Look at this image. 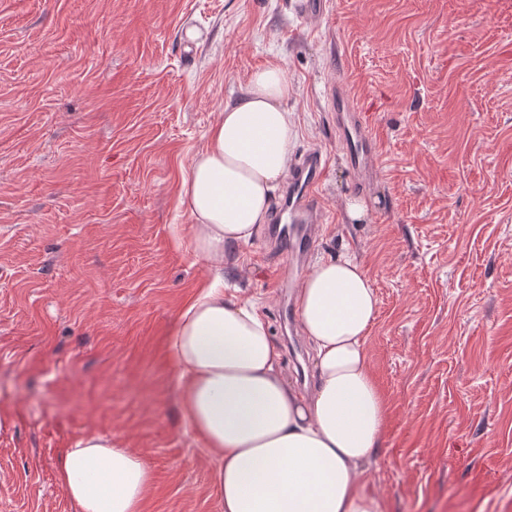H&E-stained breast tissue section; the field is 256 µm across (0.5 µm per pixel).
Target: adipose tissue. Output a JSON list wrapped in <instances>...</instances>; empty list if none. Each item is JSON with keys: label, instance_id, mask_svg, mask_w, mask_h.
<instances>
[{"label": "adipose tissue", "instance_id": "1", "mask_svg": "<svg viewBox=\"0 0 512 512\" xmlns=\"http://www.w3.org/2000/svg\"><path fill=\"white\" fill-rule=\"evenodd\" d=\"M289 94L280 67L251 73L182 180L190 246L215 266L258 233L288 173ZM377 307L354 259L313 267L297 300L314 349L316 382L305 395L286 381L264 317L250 300L225 294L221 274L187 300L168 356L185 424L216 462L223 512H385L364 470L387 417L366 346ZM55 470L75 512H142L152 485L143 458L98 435L63 449Z\"/></svg>", "mask_w": 512, "mask_h": 512}]
</instances>
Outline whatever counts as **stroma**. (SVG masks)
I'll list each match as a JSON object with an SVG mask.
<instances>
[{
	"instance_id": "35a3bbf8",
	"label": "stroma",
	"mask_w": 512,
	"mask_h": 512,
	"mask_svg": "<svg viewBox=\"0 0 512 512\" xmlns=\"http://www.w3.org/2000/svg\"><path fill=\"white\" fill-rule=\"evenodd\" d=\"M325 2L304 19L291 0H0V512H74L55 464L87 435L145 460L143 512H222L167 355L213 267L175 229L194 154L271 62L293 156L327 158L306 263L355 258L378 301L375 494L386 512H512V0ZM335 80L381 145L367 190L327 109ZM234 257L225 284L310 392L287 256L260 234Z\"/></svg>"
}]
</instances>
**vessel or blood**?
I'll return each mask as SVG.
<instances>
[{
	"instance_id": "vessel-or-blood-1",
	"label": "vessel or blood",
	"mask_w": 512,
	"mask_h": 512,
	"mask_svg": "<svg viewBox=\"0 0 512 512\" xmlns=\"http://www.w3.org/2000/svg\"><path fill=\"white\" fill-rule=\"evenodd\" d=\"M329 109L336 113H350L349 123L343 125L339 141L353 170L363 171L375 167L379 143L370 127L355 112L356 106L347 85L334 83L328 95ZM321 152L311 151L291 163L288 180L276 211V222H289L288 232L279 233L289 255L304 256L310 251L318 226L324 223V213L319 203L318 187L325 168Z\"/></svg>"
}]
</instances>
